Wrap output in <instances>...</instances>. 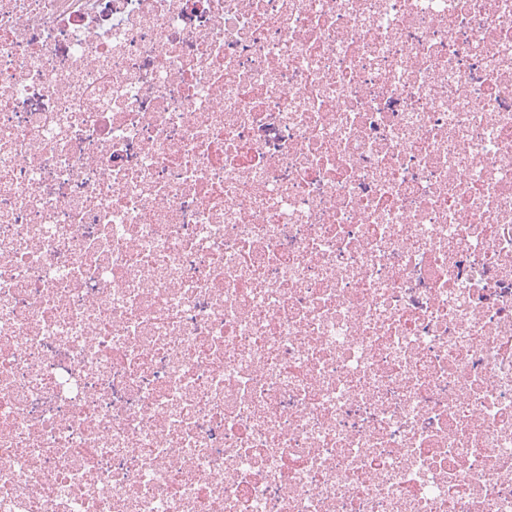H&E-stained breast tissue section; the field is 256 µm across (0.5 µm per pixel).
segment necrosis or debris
<instances>
[{
  "mask_svg": "<svg viewBox=\"0 0 512 512\" xmlns=\"http://www.w3.org/2000/svg\"><path fill=\"white\" fill-rule=\"evenodd\" d=\"M0 512H512V0H0Z\"/></svg>",
  "mask_w": 512,
  "mask_h": 512,
  "instance_id": "obj_1",
  "label": "necrosis or debris"
}]
</instances>
